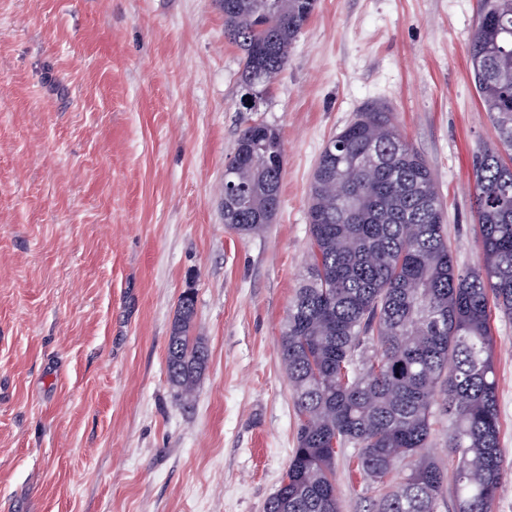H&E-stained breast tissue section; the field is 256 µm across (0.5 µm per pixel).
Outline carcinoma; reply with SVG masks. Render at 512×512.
<instances>
[{
    "label": "carcinoma",
    "instance_id": "1",
    "mask_svg": "<svg viewBox=\"0 0 512 512\" xmlns=\"http://www.w3.org/2000/svg\"><path fill=\"white\" fill-rule=\"evenodd\" d=\"M224 37L242 52L249 95L270 89L316 0H220ZM469 64L497 145L473 157L481 261L462 270L445 232L432 170L394 113L367 110L320 154L308 204L310 263L279 351L299 416L296 448L265 512H340L338 449L357 451L363 479L383 487L369 512H438L447 474L424 453L448 417L455 459L450 512H491L505 475L492 309L512 316V0H487ZM224 224L245 235L272 223L284 155L263 121L236 141ZM180 296L168 338L171 386L192 395L209 349ZM394 469L396 482L384 481Z\"/></svg>",
    "mask_w": 512,
    "mask_h": 512
}]
</instances>
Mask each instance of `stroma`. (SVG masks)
<instances>
[{
    "label": "stroma",
    "instance_id": "35a3bbf8",
    "mask_svg": "<svg viewBox=\"0 0 512 512\" xmlns=\"http://www.w3.org/2000/svg\"><path fill=\"white\" fill-rule=\"evenodd\" d=\"M485 0H317L254 111L218 0H0V512H264L299 418L278 340L310 250L309 187L337 132L394 112L431 168L458 266L479 263L472 160L494 142L468 47ZM284 149L272 224H224L254 119ZM208 366L182 399L180 295ZM512 512V318L493 313ZM341 512L382 489L336 454Z\"/></svg>",
    "mask_w": 512,
    "mask_h": 512
}]
</instances>
